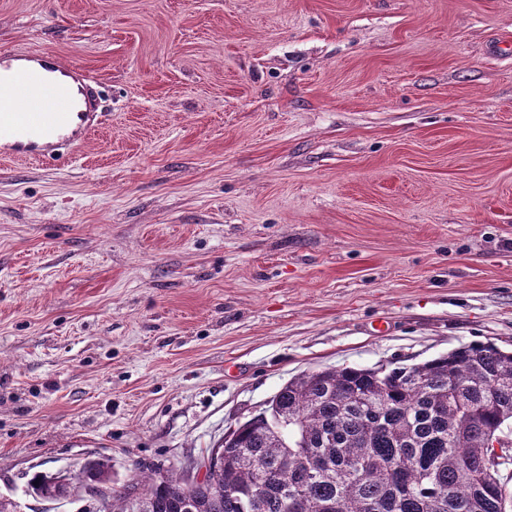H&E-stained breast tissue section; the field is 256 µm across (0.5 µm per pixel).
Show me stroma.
Here are the masks:
<instances>
[{
  "instance_id": "stroma-1",
  "label": "stroma",
  "mask_w": 512,
  "mask_h": 512,
  "mask_svg": "<svg viewBox=\"0 0 512 512\" xmlns=\"http://www.w3.org/2000/svg\"><path fill=\"white\" fill-rule=\"evenodd\" d=\"M97 84L0 159V496L206 456L288 380L512 349V0H0ZM59 473L53 475H37L31 482V490L35 496L55 499L58 497L66 496L64 487L58 481ZM38 481L37 485L34 482Z\"/></svg>"
}]
</instances>
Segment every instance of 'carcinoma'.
<instances>
[{
  "label": "carcinoma",
  "instance_id": "cac0c4a2",
  "mask_svg": "<svg viewBox=\"0 0 512 512\" xmlns=\"http://www.w3.org/2000/svg\"><path fill=\"white\" fill-rule=\"evenodd\" d=\"M512 439V351L462 345L378 373L342 367L298 375L239 425L204 478L157 465L112 490L109 467L86 471L109 489L107 512H508L489 444ZM37 475L38 497L66 495Z\"/></svg>",
  "mask_w": 512,
  "mask_h": 512
}]
</instances>
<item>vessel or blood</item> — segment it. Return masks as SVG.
<instances>
[{
  "instance_id": "obj_1",
  "label": "vessel or blood",
  "mask_w": 512,
  "mask_h": 512,
  "mask_svg": "<svg viewBox=\"0 0 512 512\" xmlns=\"http://www.w3.org/2000/svg\"><path fill=\"white\" fill-rule=\"evenodd\" d=\"M11 74L14 97H0V156L59 158L97 126L93 94L81 66L49 51L0 53V76Z\"/></svg>"
}]
</instances>
